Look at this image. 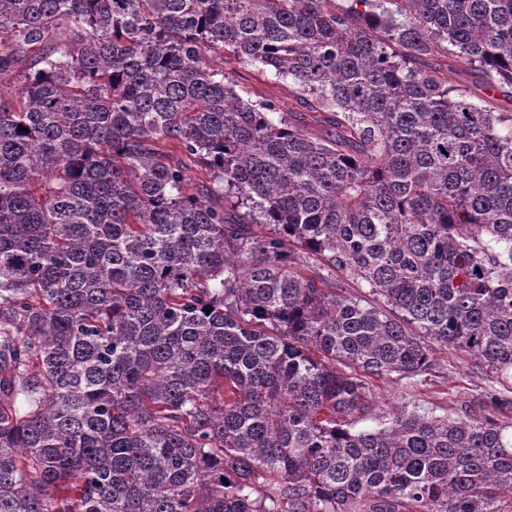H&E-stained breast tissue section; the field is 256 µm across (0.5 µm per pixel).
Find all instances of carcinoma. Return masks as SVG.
Instances as JSON below:
<instances>
[{
  "mask_svg": "<svg viewBox=\"0 0 512 512\" xmlns=\"http://www.w3.org/2000/svg\"><path fill=\"white\" fill-rule=\"evenodd\" d=\"M442 56L512 88V0H0V512L512 509V422L368 387L512 393V112ZM448 74V83L474 100L484 99L496 112H512V98L500 91L491 92L482 76L465 60L448 61L447 57L431 61ZM224 71L229 73L236 90L251 100L261 98L273 99L279 103L284 112H305L296 105L293 96L288 91V85L274 82L270 76H264L250 63H224ZM369 383L377 414L392 413L405 404L421 409L441 407L454 414L468 405L481 406L486 413L512 422V405L494 406L486 399L489 392L501 388L497 374L474 366L454 350L437 349L435 365L420 376L369 378Z\"/></svg>",
  "mask_w": 512,
  "mask_h": 512,
  "instance_id": "1",
  "label": "carcinoma"
}]
</instances>
